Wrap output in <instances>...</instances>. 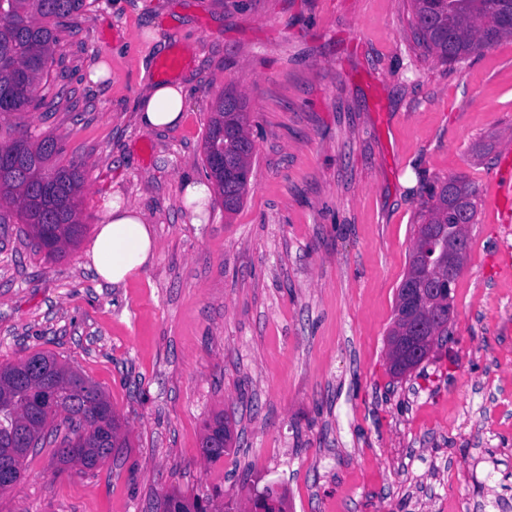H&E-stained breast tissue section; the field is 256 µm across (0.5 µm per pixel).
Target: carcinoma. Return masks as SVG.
<instances>
[{"label": "carcinoma", "instance_id": "obj_1", "mask_svg": "<svg viewBox=\"0 0 512 512\" xmlns=\"http://www.w3.org/2000/svg\"><path fill=\"white\" fill-rule=\"evenodd\" d=\"M418 41L443 63H458L505 37H512V0H411ZM86 0H0V113L27 112L35 92L60 47L59 27L77 29ZM248 106L244 97L227 89L213 108L205 137L207 146H224V209L237 211L251 178L254 144L246 132ZM63 149L46 137L32 141L25 133L0 139V224H25L34 247L48 257L61 255L85 230L78 209L84 177L78 167L50 163ZM432 205L420 214L416 238L427 245L452 244L453 230L463 214L476 221V191L461 177L449 178L430 190ZM437 276L424 267L416 250L409 254L408 272L398 290L395 308L417 320L423 316L410 289L425 288ZM0 405L11 406L15 418L0 425V472L19 482L30 452L57 436L56 421L68 424L57 456L63 464L94 469L112 456L120 441V422L105 393L82 374L42 351L15 363L0 364ZM222 445L204 454L217 462L229 453L233 430L218 413ZM174 512H232L214 506V498L172 494Z\"/></svg>", "mask_w": 512, "mask_h": 512}]
</instances>
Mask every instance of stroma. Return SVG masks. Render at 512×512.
Wrapping results in <instances>:
<instances>
[{
  "instance_id": "1",
  "label": "stroma",
  "mask_w": 512,
  "mask_h": 512,
  "mask_svg": "<svg viewBox=\"0 0 512 512\" xmlns=\"http://www.w3.org/2000/svg\"><path fill=\"white\" fill-rule=\"evenodd\" d=\"M154 80L194 88L175 129L139 122ZM227 88L248 102L253 176L239 210L213 195L199 224L184 181L206 175ZM37 97L0 115V137L62 144L86 230L49 258L0 224V363L54 353L105 392L127 445L83 471L49 441L0 512H158L174 492L250 512L269 488L284 512H512V223L490 199L512 152V37L449 67L418 43L410 0H86ZM454 176L478 215L450 336L396 377L414 232ZM111 194L157 242L119 286L85 266ZM220 412L237 445L210 462Z\"/></svg>"
}]
</instances>
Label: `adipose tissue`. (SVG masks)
<instances>
[{
	"instance_id": "ef3b65f1",
	"label": "adipose tissue",
	"mask_w": 512,
	"mask_h": 512,
	"mask_svg": "<svg viewBox=\"0 0 512 512\" xmlns=\"http://www.w3.org/2000/svg\"><path fill=\"white\" fill-rule=\"evenodd\" d=\"M189 92L188 86L179 83L153 82L139 104L141 125L149 130L178 125ZM155 247L153 226L145 214L135 205L108 200L86 258L102 280L118 286L151 264Z\"/></svg>"
}]
</instances>
